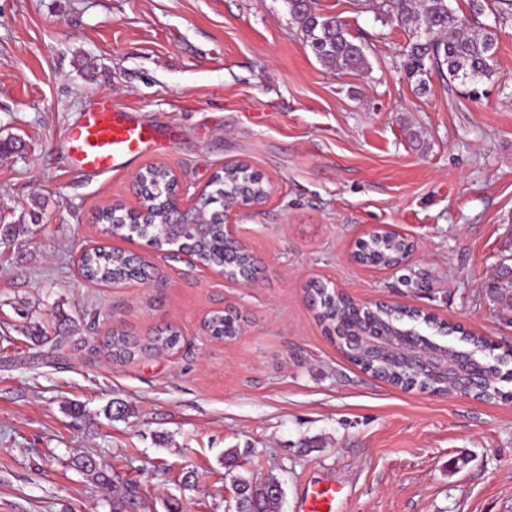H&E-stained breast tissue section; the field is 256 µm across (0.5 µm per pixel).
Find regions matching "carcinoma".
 Returning a JSON list of instances; mask_svg holds the SVG:
<instances>
[{
  "label": "carcinoma",
  "instance_id": "1",
  "mask_svg": "<svg viewBox=\"0 0 512 512\" xmlns=\"http://www.w3.org/2000/svg\"><path fill=\"white\" fill-rule=\"evenodd\" d=\"M466 10H456L448 5V0H382V15L386 21L395 23L406 32H412L416 18L422 17L431 28L426 41L413 38L403 49V69L409 77L418 80V86L427 85L429 79L438 78L450 91L462 86L466 95L473 97L478 93V85L492 78L495 71V58L498 38L494 27L479 22L485 14L486 0H466ZM295 18L302 37L311 52L327 67L336 70L362 71L368 68L365 46L355 41L342 20L335 16L323 15L312 7L304 12L289 9ZM170 170L163 166L151 165L144 173L142 203L149 212L152 224H121L123 211L119 206L109 207L98 215V221L118 224L107 230L118 229L123 238L137 237L154 249H165L170 244L194 252L199 257L214 263L224 262L229 256L227 278L247 279L254 274L252 255L235 241L224 238V225L221 217L224 201L234 198L240 189L247 185L257 195L265 191V182L261 175L248 167L230 169L217 174L212 181L211 190L197 199L194 216H202L210 221L204 231L194 224H183L179 235L172 237L168 225L158 224L156 220L167 209L165 199L152 194L155 181H168ZM410 246L403 239L382 231L375 232L369 239L362 241L355 252L356 261L380 267H392L402 263L409 255ZM131 261L128 254L105 246L86 251L81 259L83 276L93 282L112 283L129 276ZM307 296L313 306L319 309L321 321L328 324L329 334L341 347L344 355L363 371L404 389L418 387L438 395L452 392L450 379L453 375L442 370L424 372L414 360L402 357L390 349L350 346L347 337L355 336L359 327L347 328L340 325L344 314L354 308L352 301L336 294L320 281L307 287ZM363 321L385 328L394 342H400L405 336L417 335V329L407 326V322L423 323L440 336L457 332V328L439 322L429 316L417 314L401 306H381L365 308L361 311ZM206 328L215 339L230 338L237 333L238 325L230 317L216 313L206 321ZM181 345V334L168 328L144 340H135L126 334L114 330L107 340V349L112 360L130 362L135 357L157 351L173 352ZM512 361V349H507L494 358L493 363L476 359L475 367L484 373L489 382L477 390L474 396L490 401L505 396L497 381L512 380V374H502L501 366ZM273 481L258 480L251 476H237L234 486L240 489V496L229 507L231 512H278L280 497L274 495Z\"/></svg>",
  "mask_w": 512,
  "mask_h": 512
}]
</instances>
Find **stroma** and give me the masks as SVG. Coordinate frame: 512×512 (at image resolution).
I'll list each match as a JSON object with an SVG mask.
<instances>
[{
	"mask_svg": "<svg viewBox=\"0 0 512 512\" xmlns=\"http://www.w3.org/2000/svg\"><path fill=\"white\" fill-rule=\"evenodd\" d=\"M315 7L368 69L318 62L286 0H0V225L25 227L0 244V512H226L236 474L279 483V512L316 477L343 488L340 512H512V382L485 402L377 380L306 293L315 278L458 326L445 344L464 329L512 346V301L493 288L512 269V14L493 0L496 74L455 102L407 78V34L374 0ZM105 98L172 139L99 177L64 131ZM239 161L273 186L234 216L250 282L94 221L135 204L147 166L194 193ZM385 225L414 242L408 261L355 262ZM96 246L143 257L149 280L85 281ZM229 310L240 336L212 338L205 320ZM167 326L177 352L112 361V331Z\"/></svg>",
	"mask_w": 512,
	"mask_h": 512,
	"instance_id": "stroma-1",
	"label": "stroma"
}]
</instances>
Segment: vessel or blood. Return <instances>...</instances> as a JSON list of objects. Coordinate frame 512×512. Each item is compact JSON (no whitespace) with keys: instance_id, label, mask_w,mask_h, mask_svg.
I'll list each match as a JSON object with an SVG mask.
<instances>
[{"instance_id":"vessel-or-blood-1","label":"vessel or blood","mask_w":512,"mask_h":512,"mask_svg":"<svg viewBox=\"0 0 512 512\" xmlns=\"http://www.w3.org/2000/svg\"><path fill=\"white\" fill-rule=\"evenodd\" d=\"M160 137L158 126L130 119L108 100L85 112L65 134L80 167L97 175L143 157L157 146ZM341 499L336 484L319 478L304 488L297 512H337Z\"/></svg>"}]
</instances>
